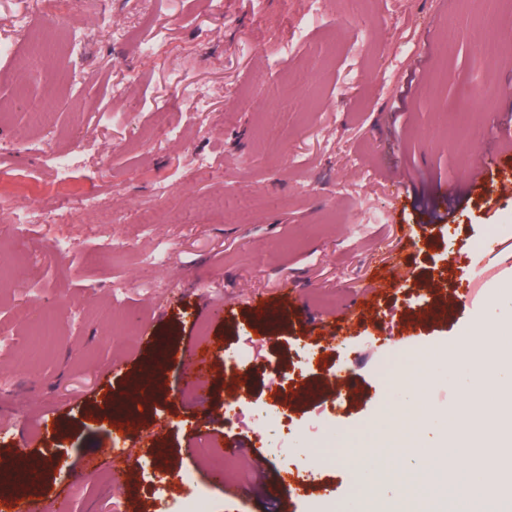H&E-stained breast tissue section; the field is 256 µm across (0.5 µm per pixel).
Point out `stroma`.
<instances>
[{"label":"stroma","mask_w":512,"mask_h":512,"mask_svg":"<svg viewBox=\"0 0 512 512\" xmlns=\"http://www.w3.org/2000/svg\"><path fill=\"white\" fill-rule=\"evenodd\" d=\"M82 29L90 48L61 54L47 74L14 43L40 18L43 0H0V263L22 264V287L0 275V465L35 451L47 470L37 486H0V496L52 499L83 484L65 512H171L181 486L157 496L162 477L181 471L205 488L214 512H348L359 489L349 463L365 428L401 401L396 369L418 371L435 412L465 403L455 386L434 383L420 355L454 345L496 322L512 298V193L474 192L452 217L429 208L462 180L444 127L465 126L479 154L502 150L498 128L512 124V0H159L149 54L125 39L140 15L130 0H86ZM493 37L499 57L477 60L470 46ZM52 91L46 126L28 124L32 100ZM162 98L168 112L153 116ZM181 121L188 136L161 151L151 140ZM89 141L86 164L69 187L53 190L46 155ZM204 155L198 167L195 155ZM46 187L52 224L9 232L11 209L30 183ZM171 183L159 194L160 183ZM104 200L81 213L77 197ZM72 248L52 266V240ZM490 239L500 252L478 250ZM113 241L112 264L97 254ZM464 303H457V296ZM378 305L365 325L327 345L319 364L300 370L312 343L327 336L348 305ZM451 302L439 320L420 312ZM280 308L277 323L258 306ZM58 322L55 346L31 356L32 323ZM156 336L172 358L189 343L214 348L202 392L185 390L172 358L157 363L156 385L137 397L134 382L156 363L141 344ZM246 357L241 380L225 363ZM350 377V398L307 400L292 411L289 447L248 449L224 487L212 486L200 441L222 449L247 442L255 424L225 420L234 398L269 401L299 386ZM165 455L146 451L145 442ZM119 443L131 456L125 475L102 481L82 466L92 448ZM336 455L329 477L301 490L275 484L284 467L306 469L304 451Z\"/></svg>","instance_id":"obj_1"}]
</instances>
